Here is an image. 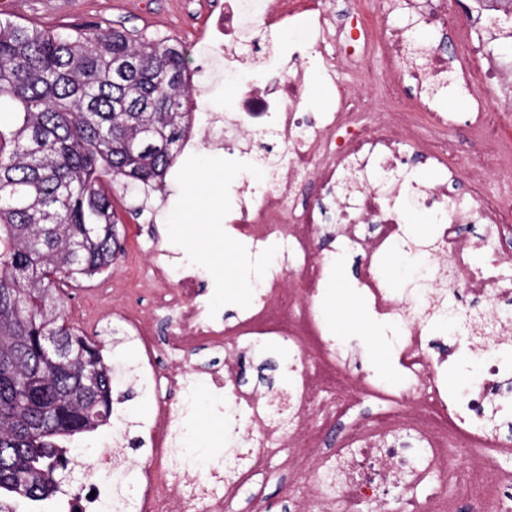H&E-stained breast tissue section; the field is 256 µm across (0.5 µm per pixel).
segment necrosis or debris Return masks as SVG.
Returning <instances> with one entry per match:
<instances>
[{"label": "necrosis or debris", "instance_id": "obj_1", "mask_svg": "<svg viewBox=\"0 0 512 512\" xmlns=\"http://www.w3.org/2000/svg\"><path fill=\"white\" fill-rule=\"evenodd\" d=\"M377 13L349 0L348 29L337 26L328 0H224L217 29L224 37V76L239 84L236 124L254 135L272 134L283 147L265 187L224 212V236L252 255L257 296L235 321L225 319L199 287L191 260L173 265L154 252L147 287L157 289V317L167 334L157 351L173 362L166 376L178 392L147 424L151 447L176 465L175 477L145 466L131 488L139 512H224L244 487L251 512H265L257 476L274 450L288 449V488L298 512H512V471L489 463L479 451L512 456V284L499 268L512 255V70L490 54L483 33L512 30V12L494 23L464 27L456 73L448 71L441 44L415 45L397 17L437 33L451 23L448 0H378ZM292 33L309 46L292 72L266 51L261 78L239 82L238 49L244 19ZM328 81L329 100L317 123L303 116L309 74ZM489 87L494 109L476 103L466 127L471 151L463 194L448 192L458 175L448 131L458 123L450 99ZM420 156L436 172L424 187L409 179L408 157ZM359 178L358 196L336 207L337 250L362 260L359 292L375 318L387 323L405 377L396 393L348 361L321 313L322 286L333 262L318 244L328 222L321 205L300 206L299 189L311 183L319 195ZM434 218L435 233L414 245L402 219L406 204ZM484 224L483 238L466 233ZM377 225L374 234L363 232ZM421 254L433 275L396 293L382 267L393 247ZM484 301L483 310L451 305L449 293ZM450 322L457 359L470 357L481 339L479 382L449 391L440 379L448 366L432 338ZM224 356L223 368L191 363L199 345ZM287 348V385L263 391L244 387L240 359L249 352ZM214 398L224 419V461L200 472L183 457L184 425L197 410L200 389ZM392 394L399 412L352 416L368 393Z\"/></svg>", "mask_w": 512, "mask_h": 512}]
</instances>
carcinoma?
<instances>
[{
	"label": "carcinoma",
	"mask_w": 512,
	"mask_h": 512,
	"mask_svg": "<svg viewBox=\"0 0 512 512\" xmlns=\"http://www.w3.org/2000/svg\"><path fill=\"white\" fill-rule=\"evenodd\" d=\"M187 50L168 36L0 18V512L50 500L72 439L131 421L114 408L126 365L64 314L60 284L101 274L124 249L105 185L159 187L192 131ZM63 338L67 358L43 356ZM97 373L87 387L82 375ZM113 475L112 512H130Z\"/></svg>",
	"instance_id": "obj_1"
}]
</instances>
